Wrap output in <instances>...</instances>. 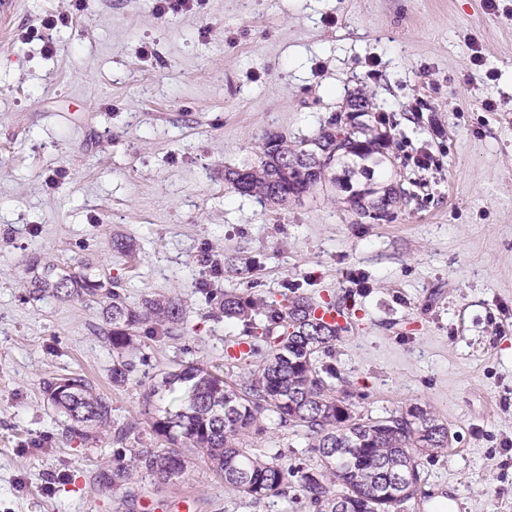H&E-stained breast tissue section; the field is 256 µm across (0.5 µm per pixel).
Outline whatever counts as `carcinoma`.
Instances as JSON below:
<instances>
[{
  "label": "carcinoma",
  "mask_w": 512,
  "mask_h": 512,
  "mask_svg": "<svg viewBox=\"0 0 512 512\" xmlns=\"http://www.w3.org/2000/svg\"><path fill=\"white\" fill-rule=\"evenodd\" d=\"M374 126L366 122L344 131L332 120L310 138L291 146L287 138L268 134L255 161L224 173L234 191L281 206L326 183L347 193L358 214L385 215L404 192L375 180L387 156L377 148ZM29 281L38 298H93L104 304L112 345V382L121 384L135 370L128 353L140 336H173L184 322L176 299L155 296L135 306L117 283L94 273L89 262L65 270L38 260ZM211 296L218 317L248 328L262 317L265 335L283 334L269 346L262 363L240 381L225 379L196 362L161 374L149 386L146 402L169 395V405L153 409L148 427L163 448H135L128 465L98 473L97 484L121 493L124 502L139 498L140 482L164 485L188 476L202 461L224 485L258 502L288 493V476L296 478L313 512H391L411 498L421 481L419 458L448 452V427L426 405H412L388 417L352 412L346 399L316 366V354L331 346L342 329L315 316L316 307L302 296L269 304L252 293L226 290L211 295L210 282L198 284ZM44 393L65 417L66 431L82 436L85 428H112V406L80 375L43 381ZM280 426L302 427L306 447L317 456L313 469L288 471L276 455L242 447L247 438L268 433L267 419Z\"/></svg>",
  "instance_id": "cac0c4a2"
}]
</instances>
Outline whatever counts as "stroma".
I'll return each mask as SVG.
<instances>
[{
	"label": "stroma",
	"instance_id": "1",
	"mask_svg": "<svg viewBox=\"0 0 512 512\" xmlns=\"http://www.w3.org/2000/svg\"><path fill=\"white\" fill-rule=\"evenodd\" d=\"M154 3L17 0L0 32V512L178 499L192 512H312L298 488L255 503L201 465L119 504L97 473L157 439L68 437L43 393L44 380L86 377L119 425L144 419L160 371L203 361L237 379L260 364L262 342L250 363L229 357L246 334L196 289L207 257L256 262L215 289L345 311L319 359L354 412L426 404L447 424V454L421 459L417 493L394 512H512V15L485 0H206L163 16ZM50 14L73 21L47 54L24 34ZM360 90L386 118L384 174L406 193L386 218L358 215L336 188L271 208L225 181L263 136L314 137ZM423 146L437 161L426 170L410 158ZM117 234L134 254L113 250ZM34 257L92 260L131 304L178 299L184 323L142 338L135 372L113 386L102 302L32 298ZM259 445L291 470L317 464L298 427L272 425Z\"/></svg>",
	"mask_w": 512,
	"mask_h": 512
}]
</instances>
